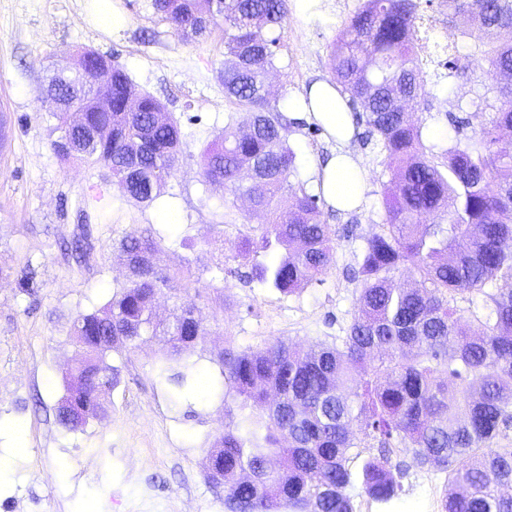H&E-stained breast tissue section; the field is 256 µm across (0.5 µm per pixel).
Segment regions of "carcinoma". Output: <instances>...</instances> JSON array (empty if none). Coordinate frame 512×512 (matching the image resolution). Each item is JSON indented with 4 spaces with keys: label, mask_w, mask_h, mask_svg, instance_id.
Returning a JSON list of instances; mask_svg holds the SVG:
<instances>
[{
    "label": "carcinoma",
    "mask_w": 512,
    "mask_h": 512,
    "mask_svg": "<svg viewBox=\"0 0 512 512\" xmlns=\"http://www.w3.org/2000/svg\"><path fill=\"white\" fill-rule=\"evenodd\" d=\"M154 13L184 38L224 22V67L218 78L230 103L245 112L244 135L229 117L224 134L201 152L202 178L236 193L237 176L251 168L244 190L267 223L246 238L264 253L255 278L283 294L320 280L333 264V231L318 220L317 197L288 184L295 154L288 127L295 121L271 104L266 77L276 68L270 30L282 27L286 0H151ZM473 54L512 76V0H439ZM416 0H363L339 33L328 66L356 122L379 136L392 172L385 222L367 239L361 288L341 343L302 353L275 340L260 350L224 353V397L251 409L247 433L227 428L211 455L224 468L225 512H356L354 479L377 503L396 496L391 470L399 445L422 466L448 473L442 512H512V448L486 451L512 425V153L498 132L512 130V84L495 82L477 94L490 115L473 146L431 160L423 128L399 107L432 96L414 51ZM91 73L70 86L51 77L43 93L55 98L50 145L63 158L107 168L120 197L149 206L182 154L181 125L172 114L157 126L162 104L135 88L128 74L93 50ZM108 83L100 97L96 81ZM130 261L128 283L100 310L80 314L71 336L85 359L67 398L86 412H106L118 369L105 358L135 348L148 336L167 337L176 359L200 336L201 310L182 306L175 323L153 322L159 286L173 275L158 267L161 241L141 234L118 244ZM406 270L410 288H394ZM484 296L477 331L462 328L456 296ZM378 442V455L359 474L349 467L357 447L351 429Z\"/></svg>",
    "instance_id": "cac0c4a2"
}]
</instances>
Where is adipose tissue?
<instances>
[{
	"mask_svg": "<svg viewBox=\"0 0 512 512\" xmlns=\"http://www.w3.org/2000/svg\"><path fill=\"white\" fill-rule=\"evenodd\" d=\"M307 95L310 104L298 110V117L316 122L337 144L327 161L316 166L317 189L329 208L351 210L366 186L365 176L347 148L355 134L353 116L345 97L329 80L311 83Z\"/></svg>",
	"mask_w": 512,
	"mask_h": 512,
	"instance_id": "obj_1",
	"label": "adipose tissue"
}]
</instances>
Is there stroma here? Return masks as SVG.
I'll return each instance as SVG.
<instances>
[{"instance_id": "1", "label": "stroma", "mask_w": 512, "mask_h": 512, "mask_svg": "<svg viewBox=\"0 0 512 512\" xmlns=\"http://www.w3.org/2000/svg\"><path fill=\"white\" fill-rule=\"evenodd\" d=\"M360 3L321 0L305 10L289 0L277 32V68L268 76L280 111L313 80L330 78V46ZM108 4L123 16L121 26L100 25ZM85 49L111 58L181 122L186 147L150 206L119 199L108 169L62 159L51 148L53 105L41 87ZM423 57L434 96L412 118L426 145L438 155L475 142L489 115L468 102L477 87L492 83L488 63L467 57L457 74L446 66V49L428 47ZM223 65V25L182 39L159 21L150 0H0V455L10 460L0 470V512H16L15 502L32 498L50 499L52 512H224V491L207 482L205 465L225 427L247 425L239 402L222 396L225 348L255 351L283 339L308 351L343 335L351 322L360 290L355 274L385 215L386 154L368 133L351 140L366 191L349 212L320 205V222L335 232V262L321 280L290 295L258 287L254 257H239L236 248L258 234L264 215L201 176L202 148L235 111L217 80ZM288 142L296 154L290 183L316 193L314 164L331 143L311 121L292 127ZM169 211L178 213L177 223L164 221ZM147 231L163 240L162 267L191 271L158 294L157 323H172L190 301L203 314L204 338L168 363L161 336L110 353L106 361L118 377L106 413L68 430L56 408L76 359L71 325L125 285L117 246ZM85 233L91 248L77 263L63 248ZM25 268L34 273L26 288L18 280ZM179 372L210 383V393L176 395L172 377ZM19 446L24 454L14 455ZM397 461V498L379 504L353 482L348 492L357 512H441L447 472L415 465L409 451Z\"/></svg>"}]
</instances>
